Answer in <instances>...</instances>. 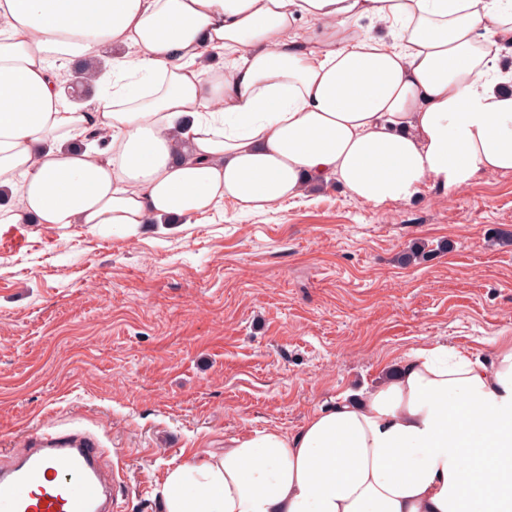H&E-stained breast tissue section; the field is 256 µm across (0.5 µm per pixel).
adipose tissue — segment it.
I'll return each mask as SVG.
<instances>
[{"instance_id": "ef3b65f1", "label": "adipose tissue", "mask_w": 512, "mask_h": 512, "mask_svg": "<svg viewBox=\"0 0 512 512\" xmlns=\"http://www.w3.org/2000/svg\"><path fill=\"white\" fill-rule=\"evenodd\" d=\"M123 49L75 103L61 68ZM224 64L201 70L198 57ZM512 0H0L1 224L134 236L338 182L373 208L512 173ZM103 145L84 144L91 128ZM163 512H512V341L444 344L223 454Z\"/></svg>"}]
</instances>
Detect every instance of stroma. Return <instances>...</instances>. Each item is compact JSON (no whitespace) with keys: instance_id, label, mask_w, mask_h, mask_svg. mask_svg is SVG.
<instances>
[{"instance_id":"35a3bbf8","label":"stroma","mask_w":512,"mask_h":512,"mask_svg":"<svg viewBox=\"0 0 512 512\" xmlns=\"http://www.w3.org/2000/svg\"><path fill=\"white\" fill-rule=\"evenodd\" d=\"M432 257L407 265L412 243ZM512 339V173L374 209L336 182L169 234L0 223V458L42 432L106 451L113 512H159L164 472L297 432L385 365Z\"/></svg>"}]
</instances>
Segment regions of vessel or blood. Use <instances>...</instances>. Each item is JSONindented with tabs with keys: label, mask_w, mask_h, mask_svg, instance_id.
<instances>
[{
	"label": "vessel or blood",
	"mask_w": 512,
	"mask_h": 512,
	"mask_svg": "<svg viewBox=\"0 0 512 512\" xmlns=\"http://www.w3.org/2000/svg\"><path fill=\"white\" fill-rule=\"evenodd\" d=\"M103 450L90 435H46L0 462V512H109Z\"/></svg>",
	"instance_id": "b4317fda"
}]
</instances>
